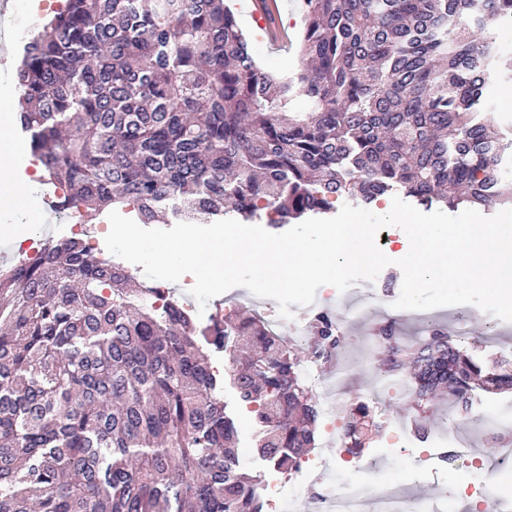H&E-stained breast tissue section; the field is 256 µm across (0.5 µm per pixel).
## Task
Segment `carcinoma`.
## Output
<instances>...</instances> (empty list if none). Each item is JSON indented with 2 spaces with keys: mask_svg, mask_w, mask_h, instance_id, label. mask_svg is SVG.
<instances>
[{
  "mask_svg": "<svg viewBox=\"0 0 512 512\" xmlns=\"http://www.w3.org/2000/svg\"><path fill=\"white\" fill-rule=\"evenodd\" d=\"M512 0H303L298 68L254 58L224 0H66L25 43L18 124L63 190L97 220L211 224L233 212L282 227L344 197L374 205H512L506 136L487 114L512 81L493 39ZM79 237L48 239L34 263L0 268V512H265L242 472L219 391L254 404L264 460L295 471L315 445L316 401L294 350L251 314L197 324L153 305ZM316 356L339 347L333 317ZM245 337L251 354L209 353ZM508 360L468 355L438 330L389 352L419 401L512 390ZM353 404L344 444L362 441Z\"/></svg>",
  "mask_w": 512,
  "mask_h": 512,
  "instance_id": "obj_1",
  "label": "carcinoma"
}]
</instances>
